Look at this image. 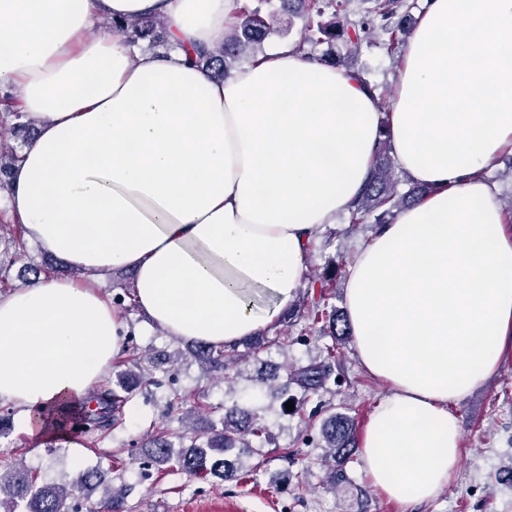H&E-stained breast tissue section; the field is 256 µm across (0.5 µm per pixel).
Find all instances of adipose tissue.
<instances>
[{
	"instance_id": "adipose-tissue-1",
	"label": "adipose tissue",
	"mask_w": 512,
	"mask_h": 512,
	"mask_svg": "<svg viewBox=\"0 0 512 512\" xmlns=\"http://www.w3.org/2000/svg\"><path fill=\"white\" fill-rule=\"evenodd\" d=\"M237 3L0 0V89L40 122L7 208L88 277L133 272L134 303L161 329L231 350L278 327L389 138L429 192L347 267L354 356L390 387L361 457L389 499H436L460 462L453 403L512 356V232L481 176L512 145V0H426L385 115L364 76L290 42L223 82L189 63L223 42ZM148 14L167 54L96 27ZM124 336L73 277L0 293V401L42 435L39 411L86 401Z\"/></svg>"
}]
</instances>
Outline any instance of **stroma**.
<instances>
[{"mask_svg": "<svg viewBox=\"0 0 512 512\" xmlns=\"http://www.w3.org/2000/svg\"><path fill=\"white\" fill-rule=\"evenodd\" d=\"M273 24L269 42H294L304 17L288 18L280 0H248ZM345 64L368 78L377 88L391 85L396 58L388 53L382 36L363 43ZM374 232L372 226L355 227L347 217L325 227L312 256L311 272L330 270L338 256H352ZM11 267V287L20 289L30 266L52 276L64 275L63 261L39 244L23 239L0 255ZM127 270H116L99 279L98 288L124 316L129 334L125 353H149L161 360L149 385L132 390L107 434L74 456L65 442L47 446L26 434L17 408L0 402V466L20 465L33 472L41 485L66 484L76 471L99 470L106 482L123 489L128 512H512V357L488 380L454 406L463 434L461 460L448 488L435 500L400 504L375 489L363 468L360 451L337 458L327 448L319 427H308L297 417L283 414L276 389L262 384L270 366L306 364L322 360L328 346H335L334 384L308 396L305 414L322 419L335 409L354 420L356 437H363L377 402L386 387L369 376L353 355L352 339L333 342L316 330L295 326L287 349L271 348L251 353L239 344L238 353L248 361L244 376L222 379L191 351L190 342L154 326L130 302L122 287L130 281ZM183 402L168 406L171 391ZM201 412H194L195 403ZM260 406L265 424L275 437L273 445L244 458V479L223 480L211 475L193 476L176 467H155L144 442L159 427L179 433L192 423L201 433L221 428L224 412L233 406Z\"/></svg>", "mask_w": 512, "mask_h": 512, "instance_id": "1", "label": "stroma"}]
</instances>
